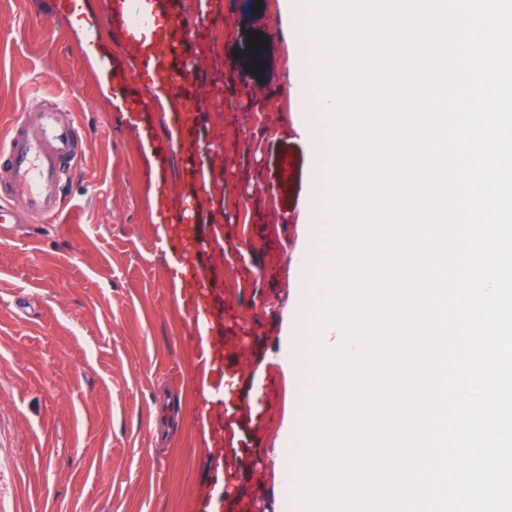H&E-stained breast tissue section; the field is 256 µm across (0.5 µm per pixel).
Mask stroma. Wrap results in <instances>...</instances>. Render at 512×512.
<instances>
[{
  "mask_svg": "<svg viewBox=\"0 0 512 512\" xmlns=\"http://www.w3.org/2000/svg\"><path fill=\"white\" fill-rule=\"evenodd\" d=\"M62 2L0 0V140L41 97L82 150L63 213L0 239V512H283L295 315L324 233L296 129L315 82L280 27L305 0H156L193 112L142 84L103 0Z\"/></svg>",
  "mask_w": 512,
  "mask_h": 512,
  "instance_id": "1",
  "label": "stroma"
}]
</instances>
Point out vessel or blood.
<instances>
[{"label":"vessel or blood","mask_w":512,"mask_h":512,"mask_svg":"<svg viewBox=\"0 0 512 512\" xmlns=\"http://www.w3.org/2000/svg\"><path fill=\"white\" fill-rule=\"evenodd\" d=\"M154 51L143 56L141 70L152 82L174 85L175 79L164 66V51L171 40L154 33ZM61 106L41 104L25 112L10 126L0 145V170L16 192V204H0V238L13 232L20 213L50 218L61 211V187L79 159L77 127L61 117Z\"/></svg>","instance_id":"b4317fda"}]
</instances>
